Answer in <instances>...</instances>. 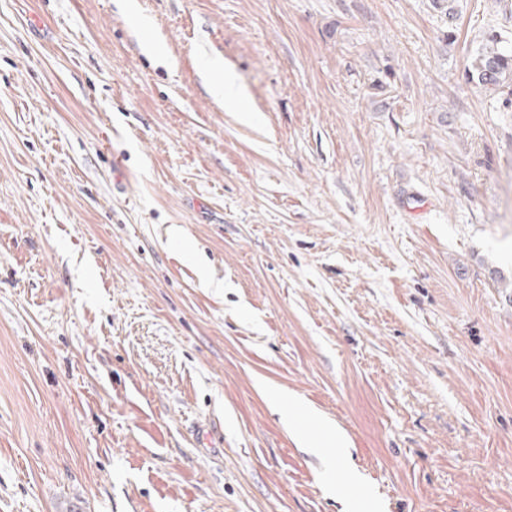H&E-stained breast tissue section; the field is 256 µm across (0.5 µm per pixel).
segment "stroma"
I'll use <instances>...</instances> for the list:
<instances>
[{"label":"stroma","instance_id":"obj_1","mask_svg":"<svg viewBox=\"0 0 512 512\" xmlns=\"http://www.w3.org/2000/svg\"><path fill=\"white\" fill-rule=\"evenodd\" d=\"M126 2L0 0V512H512V0ZM498 43L494 41L493 47L479 53L472 63L473 70H469L479 86L494 92L503 88L512 90V50L509 54L499 49Z\"/></svg>","mask_w":512,"mask_h":512}]
</instances>
